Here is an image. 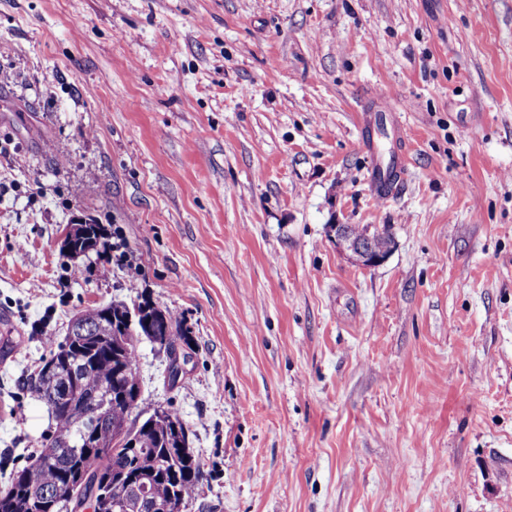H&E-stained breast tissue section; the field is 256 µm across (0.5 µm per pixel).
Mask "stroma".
<instances>
[{
	"mask_svg": "<svg viewBox=\"0 0 512 512\" xmlns=\"http://www.w3.org/2000/svg\"><path fill=\"white\" fill-rule=\"evenodd\" d=\"M79 218L112 247L71 262ZM335 224L392 225L385 261ZM141 293L190 331L173 384L138 348L185 512H512V0H0V488L47 338ZM378 125L389 128L393 134L390 158L386 162L384 156L378 151L373 131ZM362 141L371 157L370 181L374 193L381 199L392 196L398 190L403 175L402 156L405 141L400 128L388 112L378 111L368 114L361 127ZM351 233L355 236H361L365 228L359 225L350 224ZM332 230L336 232V245L343 251L350 253L356 260L365 267H374L381 264L387 254L383 253V249L393 242V234L391 225H383L381 232L374 237V247L381 253H374L372 250V240L370 231H366L363 236L355 238L346 232L345 224L332 225Z\"/></svg>",
	"mask_w": 512,
	"mask_h": 512,
	"instance_id": "stroma-1",
	"label": "stroma"
}]
</instances>
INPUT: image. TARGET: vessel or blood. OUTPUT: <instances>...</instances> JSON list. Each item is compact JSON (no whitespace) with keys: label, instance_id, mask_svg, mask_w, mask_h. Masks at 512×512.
<instances>
[{"label":"vessel or blood","instance_id":"b4317fda","mask_svg":"<svg viewBox=\"0 0 512 512\" xmlns=\"http://www.w3.org/2000/svg\"><path fill=\"white\" fill-rule=\"evenodd\" d=\"M380 125L389 128L393 134L390 153L386 156L379 152L374 140V131ZM361 130L364 147L371 157V186L379 198L392 196L398 190L403 175L405 141L400 129L389 113L378 111L365 117Z\"/></svg>","mask_w":512,"mask_h":512}]
</instances>
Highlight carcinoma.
Masks as SVG:
<instances>
[{"instance_id":"carcinoma-1","label":"carcinoma","mask_w":512,"mask_h":512,"mask_svg":"<svg viewBox=\"0 0 512 512\" xmlns=\"http://www.w3.org/2000/svg\"><path fill=\"white\" fill-rule=\"evenodd\" d=\"M110 233L101 224L74 226V240L81 250L96 252L111 248ZM145 304V318L163 324L174 345H189V332L172 312L138 295ZM126 303L112 302V318L103 315L97 305L81 311L90 326L104 322L112 335L94 340L89 336H66L60 342L49 341V355L42 364L55 363L57 372H31L27 389L48 406L51 425L43 435L41 448L28 463L11 474L7 486L0 490V512H74L69 499L44 494L65 490L66 479L75 469L89 473L80 499L91 501L105 496L114 501L131 497V476L149 480L153 500L170 506L169 512H183L196 493L203 470L191 448L190 429L180 415L166 409L165 418L154 420L133 414L141 396L140 377L126 364L137 366V343L124 339L122 330ZM128 390L131 404L113 406L97 424L84 426L75 415L93 402L104 386ZM126 424V434L137 442L134 448L111 452L112 426Z\"/></svg>"}]
</instances>
